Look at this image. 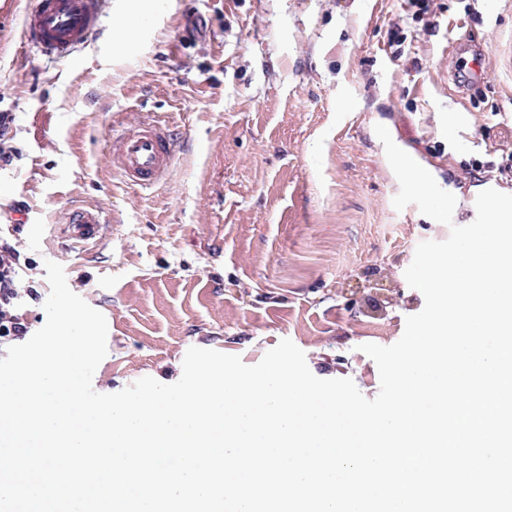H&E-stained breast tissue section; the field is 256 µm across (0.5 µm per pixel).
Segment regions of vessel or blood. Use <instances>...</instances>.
<instances>
[{"label": "vessel or blood", "mask_w": 512, "mask_h": 512, "mask_svg": "<svg viewBox=\"0 0 512 512\" xmlns=\"http://www.w3.org/2000/svg\"><path fill=\"white\" fill-rule=\"evenodd\" d=\"M109 2L30 0L22 28L25 46L53 61L73 59L101 32ZM175 148V135L165 123L125 127L112 138V164L126 181L149 190L173 167ZM67 222L72 237L86 242L97 237L106 218L101 208L87 207L69 213Z\"/></svg>", "instance_id": "obj_1"}]
</instances>
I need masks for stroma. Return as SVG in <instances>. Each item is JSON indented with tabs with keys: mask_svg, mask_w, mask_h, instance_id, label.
Here are the masks:
<instances>
[{
	"mask_svg": "<svg viewBox=\"0 0 512 512\" xmlns=\"http://www.w3.org/2000/svg\"><path fill=\"white\" fill-rule=\"evenodd\" d=\"M126 3L70 64L21 50L26 0L0 13V111L20 152L0 203L27 204L20 250L61 264L105 316L95 391L176 382L193 346L254 365L287 338L315 376L374 398L361 347L394 344L422 310L404 272L450 227L394 208L374 127L456 195L452 225L474 221L482 190L512 194L498 174L512 168V0H435L432 27L409 0H151L145 19ZM476 56L484 79L461 85ZM153 117L178 130L177 158L144 191L113 169L108 139ZM93 204L101 238H70L67 209Z\"/></svg>",
	"mask_w": 512,
	"mask_h": 512,
	"instance_id": "1",
	"label": "stroma"
}]
</instances>
